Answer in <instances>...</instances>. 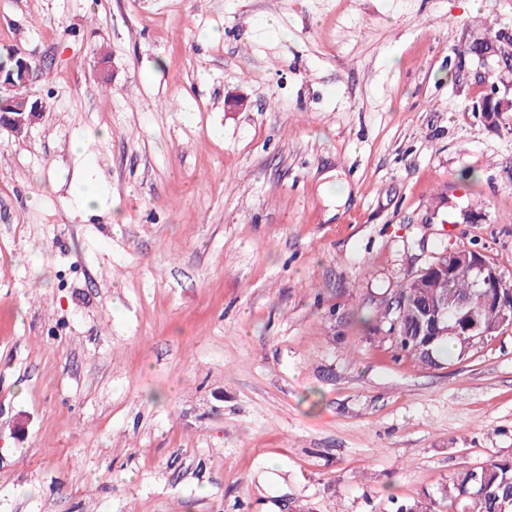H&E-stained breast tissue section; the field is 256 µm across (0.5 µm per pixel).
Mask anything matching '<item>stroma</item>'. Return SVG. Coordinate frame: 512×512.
<instances>
[{
  "mask_svg": "<svg viewBox=\"0 0 512 512\" xmlns=\"http://www.w3.org/2000/svg\"><path fill=\"white\" fill-rule=\"evenodd\" d=\"M499 32L512 0H0L45 105L0 131V512H440L512 456V327L428 367L383 317L446 250L512 282ZM509 75H512V66L511 67L498 66L497 69L492 73L490 70L482 73V75L480 76V81L484 85H490V92L487 93L483 97L479 106H477V112H482L484 115L485 103L487 101H491L494 99H496L497 102L499 103L500 112H508V111L512 110V99L498 98L496 96V92H494L497 85H495L493 83H491V84L489 83V80H491L492 82H500V83L504 84L505 81H507V79L509 78ZM493 88H494V91H493ZM4 111L0 112V128L7 129L16 138L22 137L43 113L41 108L25 112V106L19 112H14L11 107Z\"/></svg>",
  "mask_w": 512,
  "mask_h": 512,
  "instance_id": "obj_1",
  "label": "stroma"
}]
</instances>
